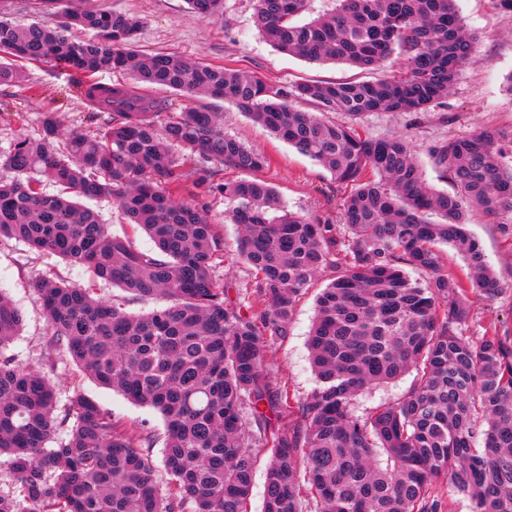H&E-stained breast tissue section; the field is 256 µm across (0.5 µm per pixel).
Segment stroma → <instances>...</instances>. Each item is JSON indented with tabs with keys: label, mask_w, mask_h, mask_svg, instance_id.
Wrapping results in <instances>:
<instances>
[{
	"label": "stroma",
	"mask_w": 512,
	"mask_h": 512,
	"mask_svg": "<svg viewBox=\"0 0 512 512\" xmlns=\"http://www.w3.org/2000/svg\"><path fill=\"white\" fill-rule=\"evenodd\" d=\"M73 5L140 17L143 25L136 45L148 53L173 52L192 61L253 72L277 84L358 74L356 68L345 63L310 62L274 49L253 25L254 0H223L220 13L210 18L196 14L186 0H73ZM457 6L468 29L477 36L476 59L462 69L448 96L421 114L371 112L358 120L369 136L410 140L428 185L448 192L453 189L450 180L441 177L429 158L432 146L480 128L512 130V85L507 82L512 75V13L497 9L494 0H457ZM62 12L61 0H0V16L20 24L40 22L55 26L62 21ZM71 79L70 73L52 65L30 64L24 67L21 82L0 86V150L7 149L17 138L39 136L46 112L56 113L62 135L94 131L98 121L90 116L84 100L72 88ZM152 95L164 102L170 112L204 108L219 113L225 135L270 156V167L258 171L257 177L275 188L284 205L312 218L330 219L338 226V236H345L346 229L340 224V203L347 188L317 161L254 124L229 102L187 98L165 88L153 89ZM225 209L224 199L219 196L209 212L210 221L220 226L224 253L213 269V277L248 306L255 299L254 275L237 254L239 230L236 225L225 223ZM500 225L490 223L477 211L469 217L468 228L481 242L488 263L501 280L502 291L492 299L469 294L471 319L463 329L467 336L478 335L491 324L512 325V238L503 235ZM335 275L334 267L322 268L297 299L287 335L267 342L269 373L291 404L281 422L289 432L303 428L296 406L316 386L307 339L315 299ZM42 277L77 283L91 289L95 296L124 302L132 313L149 312L156 308V301L135 299L120 288L92 279L56 255L30 249L13 239L0 240V292L23 315L20 334L10 343L9 354L31 368L41 367L47 357H54L58 363L55 382L60 407H68L74 392L80 391L110 411L120 424L162 436L164 421L155 409L134 404L121 393L99 386L62 352L47 351L48 327L35 286Z\"/></svg>",
	"instance_id": "1"
}]
</instances>
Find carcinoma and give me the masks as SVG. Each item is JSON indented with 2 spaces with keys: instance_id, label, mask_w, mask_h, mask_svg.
<instances>
[{
  "instance_id": "obj_1",
  "label": "carcinoma",
  "mask_w": 512,
  "mask_h": 512,
  "mask_svg": "<svg viewBox=\"0 0 512 512\" xmlns=\"http://www.w3.org/2000/svg\"><path fill=\"white\" fill-rule=\"evenodd\" d=\"M216 15L222 0H187ZM310 0H256L253 23L282 53L375 71L394 54L403 72L375 81L278 85L236 69L190 62L175 53L143 54L137 17L65 9V24L18 25L0 19V85L19 64H51L76 75L77 91L107 117L96 132L58 142L55 113L39 138L0 151V238L57 254L95 278L166 305L130 314L90 289L49 279L41 294L47 345L62 348L101 386L157 410L165 422L159 484L153 436L120 425L77 392L58 412L47 361L30 369L5 350L22 313L0 295V457L17 491L0 493V512H247L257 464L271 448L264 512H453L433 488L444 479L471 512H512V331L490 326L465 336L467 290L444 269L441 246L469 271L472 291H502L469 230L480 211L494 221L512 212V132L480 129L431 148L454 191L426 186L404 138H373L318 113L357 119L369 112H424L445 97L475 60L477 36L456 0H336L301 20ZM80 27L88 38L67 36ZM129 71L141 88L233 103L348 186L342 243L328 219H308L280 204L274 188L249 175L270 158L224 135L204 109L163 112L134 87L99 75ZM177 145L188 153L175 154ZM232 167L243 177L218 178ZM61 188L46 194L36 176ZM111 198L154 242L144 252L111 234L99 214L66 196ZM240 226L239 256L257 275L258 304L246 309L217 284L221 253L211 201ZM332 263L309 333L317 386L299 409L304 433L267 427L266 412L288 408L265 365V337L288 332L297 298ZM422 274L411 280L406 269ZM416 371L407 394L369 416L353 407L369 386ZM67 428L57 440V429ZM306 483H301L300 473Z\"/></svg>"
}]
</instances>
